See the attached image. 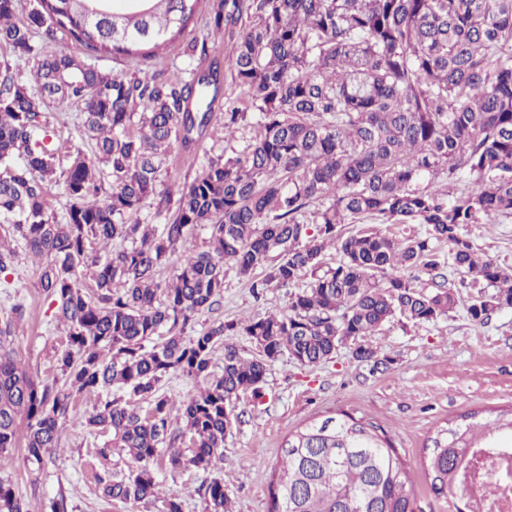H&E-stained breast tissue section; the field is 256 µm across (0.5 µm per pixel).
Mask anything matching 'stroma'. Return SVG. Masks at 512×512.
<instances>
[{"instance_id": "1", "label": "stroma", "mask_w": 512, "mask_h": 512, "mask_svg": "<svg viewBox=\"0 0 512 512\" xmlns=\"http://www.w3.org/2000/svg\"><path fill=\"white\" fill-rule=\"evenodd\" d=\"M211 6L212 0H199L194 25L156 58L134 62L95 56L91 62L108 71L149 76L178 72L186 77L192 70L206 68L210 59L227 61L228 50L221 43L210 46L204 57L185 53L188 41L205 37ZM81 113V104L73 102H50L44 108L50 141L60 158L76 150L92 152L80 125ZM256 134V127L246 125L227 143L210 130L189 148L174 146L161 169L162 186L193 179L208 157L228 144L243 149ZM467 236L478 252L512 268V219L470 225ZM459 281L456 273H449L459 304L448 315L415 326L395 321L366 337L375 351L371 358L355 360L347 346L316 366L280 355L268 368L262 399L245 392L236 401L237 419L224 440L222 461L207 472L162 469L164 489L180 493L183 512H204L200 488L218 477L233 512H269L272 472L284 439L314 419L345 412L391 435L409 473L416 512H459L461 497L439 499L430 490L426 462L431 437L464 413L512 407V308L497 311L485 325L473 324L466 308L478 291L460 287ZM289 294V288L273 287L263 297H254L246 279L227 271L220 306L203 311L185 334L195 336L219 321L284 312ZM17 302L25 309L13 340L17 360L34 380L57 377L54 351L66 339L65 328L39 286L37 263L22 248L12 268L0 273V309ZM98 404L97 394L77 396L78 417L60 430L55 462L32 464L20 447L0 454V479L11 482L16 494L28 501L30 512H51L50 504L60 494L66 496L72 512H163L159 500L104 501L93 474L113 468L120 458L105 452V436L87 434L79 421Z\"/></svg>"}]
</instances>
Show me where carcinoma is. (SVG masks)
Wrapping results in <instances>:
<instances>
[{"label":"carcinoma","instance_id":"obj_1","mask_svg":"<svg viewBox=\"0 0 512 512\" xmlns=\"http://www.w3.org/2000/svg\"><path fill=\"white\" fill-rule=\"evenodd\" d=\"M199 0H34L30 23L0 0V43L36 68L0 78V273L21 241L40 260L39 284L56 304L66 344L55 354L64 381H35L11 347L24 306L0 309V453L24 445L39 466L53 460L75 398L106 392L85 417L89 434L109 433L127 471L94 481L108 501L164 497L183 512L154 465L208 471L224 453L226 409L260 396L268 363L288 353L314 366L330 361L340 336L366 337L394 320L429 323L457 306L450 288L416 285L451 269L492 289L475 301L482 325L512 307V268L474 250L470 224L512 218V0H215L207 37L230 44L232 79L252 111L214 105L224 90L219 61L185 81L114 73L33 42L31 27L65 30L86 50L148 60L179 39ZM49 101L82 102L94 157L70 155V204L58 222L48 184L57 150L38 139ZM256 120L254 143L211 156L177 190V214L146 224L162 164L213 123L230 139ZM420 224L395 240L380 232L342 237L337 226ZM208 231L205 248L194 232ZM448 242V254L434 246ZM342 258L318 274L325 252ZM177 253L171 280L159 271ZM272 284H303L288 311L218 322L183 339L201 311L219 304L226 266ZM91 278L94 288L86 289ZM243 333L258 349L244 358L215 346ZM170 375L202 383L174 404L159 392ZM512 435V409L482 420L469 412L436 432L428 458L438 498L463 492L465 453L493 435ZM189 439V453L174 447ZM206 512H231L224 481L205 487ZM0 512H29L0 480ZM269 512H414L409 476L387 432L347 413L288 435L272 474Z\"/></svg>","mask_w":512,"mask_h":512}]
</instances>
